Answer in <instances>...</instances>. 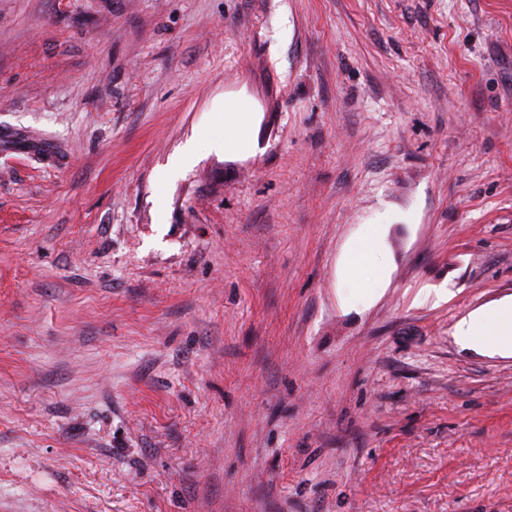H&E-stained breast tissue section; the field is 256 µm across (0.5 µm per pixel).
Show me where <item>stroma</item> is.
I'll use <instances>...</instances> for the list:
<instances>
[{
	"mask_svg": "<svg viewBox=\"0 0 512 512\" xmlns=\"http://www.w3.org/2000/svg\"><path fill=\"white\" fill-rule=\"evenodd\" d=\"M507 296L512 0H0V512H512ZM454 336L483 352L512 355V297L461 317L454 325Z\"/></svg>",
	"mask_w": 512,
	"mask_h": 512,
	"instance_id": "35a3bbf8",
	"label": "stroma"
}]
</instances>
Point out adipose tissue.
<instances>
[{
    "instance_id": "adipose-tissue-1",
    "label": "adipose tissue",
    "mask_w": 512,
    "mask_h": 512,
    "mask_svg": "<svg viewBox=\"0 0 512 512\" xmlns=\"http://www.w3.org/2000/svg\"><path fill=\"white\" fill-rule=\"evenodd\" d=\"M454 334L468 347L512 355V297L461 317L454 325Z\"/></svg>"
}]
</instances>
